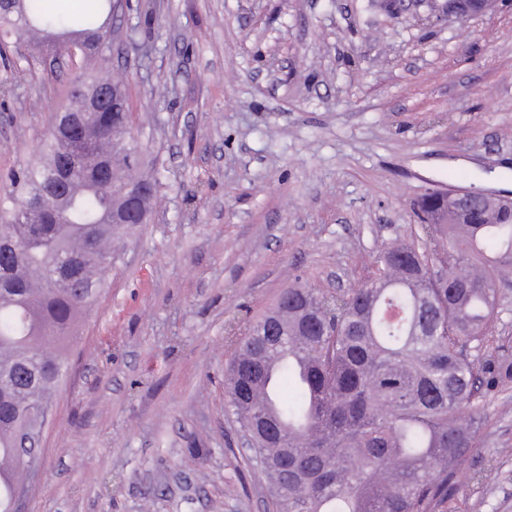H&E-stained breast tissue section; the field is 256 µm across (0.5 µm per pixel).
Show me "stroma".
I'll list each match as a JSON object with an SVG mask.
<instances>
[{
    "label": "stroma",
    "mask_w": 512,
    "mask_h": 512,
    "mask_svg": "<svg viewBox=\"0 0 512 512\" xmlns=\"http://www.w3.org/2000/svg\"><path fill=\"white\" fill-rule=\"evenodd\" d=\"M380 0H125L94 63L6 37L0 177L85 71L118 72L158 171L81 321L22 512H274L227 406L229 330L299 281L345 292L428 193L512 184V5L388 16ZM448 512H512V387Z\"/></svg>",
    "instance_id": "stroma-1"
}]
</instances>
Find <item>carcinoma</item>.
Returning <instances> with one entry per match:
<instances>
[{
  "label": "carcinoma",
  "mask_w": 512,
  "mask_h": 512,
  "mask_svg": "<svg viewBox=\"0 0 512 512\" xmlns=\"http://www.w3.org/2000/svg\"><path fill=\"white\" fill-rule=\"evenodd\" d=\"M112 0H89L77 16L49 0L0 12V32L31 35L55 54L77 35L108 44ZM132 112H101L82 131L94 149L51 130L38 159L10 178L0 200V512L23 482L17 438L33 402L53 404L65 380L80 317L104 289L112 242L133 224L112 223L126 175L142 147ZM422 234L388 244L366 282L333 297L297 282L280 304L286 336H249L225 371L228 404L252 434L249 465L264 475L276 512H436L448 491L474 475L464 467L480 445L482 391L512 383L503 344L487 363L468 357L501 318L499 288L512 273V209L473 207L457 221L432 195L414 204ZM62 255L76 279L50 278Z\"/></svg>",
  "instance_id": "cac0c4a2"
}]
</instances>
